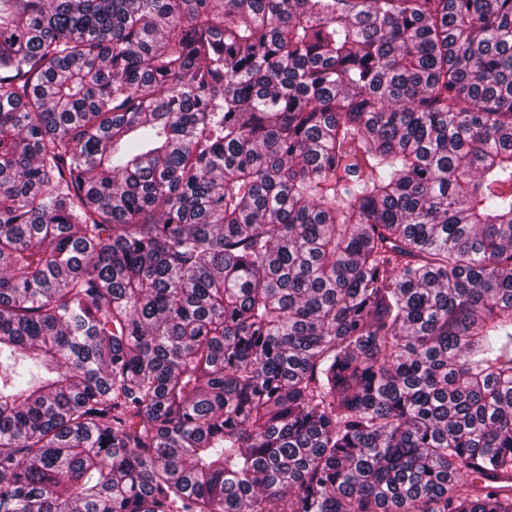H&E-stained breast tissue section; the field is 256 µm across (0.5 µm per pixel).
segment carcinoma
<instances>
[{
	"label": "carcinoma",
	"mask_w": 512,
	"mask_h": 512,
	"mask_svg": "<svg viewBox=\"0 0 512 512\" xmlns=\"http://www.w3.org/2000/svg\"><path fill=\"white\" fill-rule=\"evenodd\" d=\"M0 512H512V0H0Z\"/></svg>",
	"instance_id": "obj_1"
}]
</instances>
